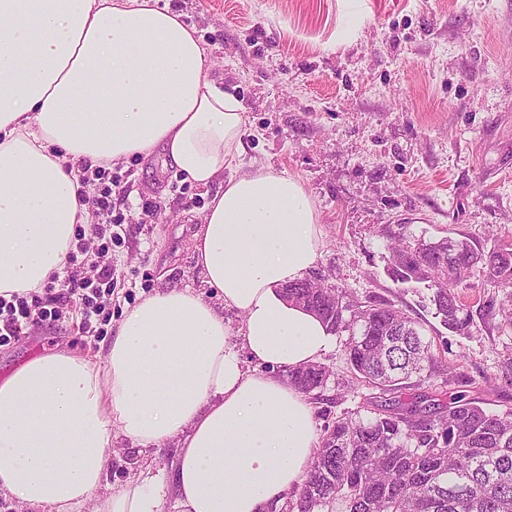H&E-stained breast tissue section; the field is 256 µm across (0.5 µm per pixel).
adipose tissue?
I'll return each instance as SVG.
<instances>
[{
	"instance_id": "1",
	"label": "adipose tissue",
	"mask_w": 512,
	"mask_h": 512,
	"mask_svg": "<svg viewBox=\"0 0 512 512\" xmlns=\"http://www.w3.org/2000/svg\"><path fill=\"white\" fill-rule=\"evenodd\" d=\"M209 68L197 29L159 0H0V294L66 267L94 222L83 168L160 149L216 188L194 239L204 290L143 297L105 353L63 349L0 378V496L17 512H163L170 491L182 512H267L313 460V408L281 373L332 334L281 290L315 267L323 229L300 180L241 170L244 106ZM118 437L177 441L171 475L109 484Z\"/></svg>"
}]
</instances>
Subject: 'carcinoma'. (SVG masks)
Returning <instances> with one entry per match:
<instances>
[{
	"mask_svg": "<svg viewBox=\"0 0 512 512\" xmlns=\"http://www.w3.org/2000/svg\"><path fill=\"white\" fill-rule=\"evenodd\" d=\"M404 240L392 248L388 275L433 290L435 315L450 330L468 326L455 289L481 269L512 286V244L489 251L466 239L448 259V241ZM329 331L347 334L355 380L377 393L366 416L338 417L327 427L295 498L271 512H512V407L491 412L464 391L414 394L448 371L420 323L385 300L359 302L343 288L304 279L283 289ZM329 369L313 363L288 371L301 393L323 388Z\"/></svg>",
	"mask_w": 512,
	"mask_h": 512,
	"instance_id": "carcinoma-1",
	"label": "carcinoma"
}]
</instances>
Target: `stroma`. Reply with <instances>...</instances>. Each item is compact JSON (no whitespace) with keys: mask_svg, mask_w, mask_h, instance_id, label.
<instances>
[{"mask_svg":"<svg viewBox=\"0 0 512 512\" xmlns=\"http://www.w3.org/2000/svg\"><path fill=\"white\" fill-rule=\"evenodd\" d=\"M196 26L209 79L245 108L243 167L270 165L312 195L324 245L311 277L364 302L389 300L420 321L447 365L435 386L469 390L490 409L512 407V288L482 272L458 290L469 325L448 331L424 285L387 275L397 236L512 243V0H170ZM121 227L84 275L117 283L90 336L74 303L56 321L0 346V376L57 348L97 353L123 311L165 288H201L193 237L213 188L184 182L162 151L112 165ZM160 203L149 211L150 203ZM331 376L314 401L318 434L362 414L370 386L355 381L335 337ZM176 448L120 442L110 483L170 467Z\"/></svg>","mask_w":512,"mask_h":512,"instance_id":"obj_1","label":"stroma"}]
</instances>
